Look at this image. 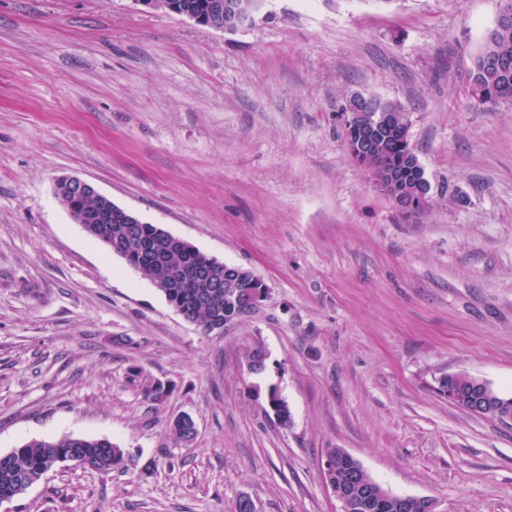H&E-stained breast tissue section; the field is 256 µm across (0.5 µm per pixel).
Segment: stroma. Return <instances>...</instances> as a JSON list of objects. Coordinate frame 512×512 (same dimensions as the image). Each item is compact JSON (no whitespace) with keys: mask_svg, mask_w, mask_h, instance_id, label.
<instances>
[{"mask_svg":"<svg viewBox=\"0 0 512 512\" xmlns=\"http://www.w3.org/2000/svg\"><path fill=\"white\" fill-rule=\"evenodd\" d=\"M499 5L268 0L227 34L133 0H0V454L73 435L134 459L60 465L0 512H340L330 448L439 512H512V423L437 392L465 373L512 398V105L469 94ZM357 94L405 110L431 184L419 223L347 153ZM60 176L266 298L203 334L71 219ZM135 367L171 386L163 403Z\"/></svg>","mask_w":512,"mask_h":512,"instance_id":"1","label":"stroma"}]
</instances>
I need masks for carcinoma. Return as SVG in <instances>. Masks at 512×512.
<instances>
[{
  "label": "carcinoma",
  "instance_id": "1",
  "mask_svg": "<svg viewBox=\"0 0 512 512\" xmlns=\"http://www.w3.org/2000/svg\"><path fill=\"white\" fill-rule=\"evenodd\" d=\"M470 96L490 108L512 103V24L503 30L496 25L490 31L483 50L474 62L470 77ZM392 113V123L379 133L382 155L378 164L387 175L393 176L399 187L424 205L398 214L404 224L419 222L429 205L431 185L419 158L409 159L407 121L404 109L395 104L357 105L351 101L342 111ZM55 195L70 217L83 223V228L99 239L113 254L128 266L142 271L167 300L196 324L203 333L214 332V326L226 321L234 323L252 313L235 297L258 287V278L250 271L226 265L216 266L209 257L185 241L174 237L155 224H127L124 209L108 198L77 199L64 185L55 187ZM145 400L165 401L170 388L151 387L141 383ZM442 396H451L449 402L463 407L468 404V387L452 379L438 387ZM74 455L83 466H91L100 473H110L125 466V452L108 439L62 436L56 440L34 439L6 454H0V502L10 501L21 494L20 488L30 487L51 471L59 457Z\"/></svg>",
  "mask_w": 512,
  "mask_h": 512
}]
</instances>
